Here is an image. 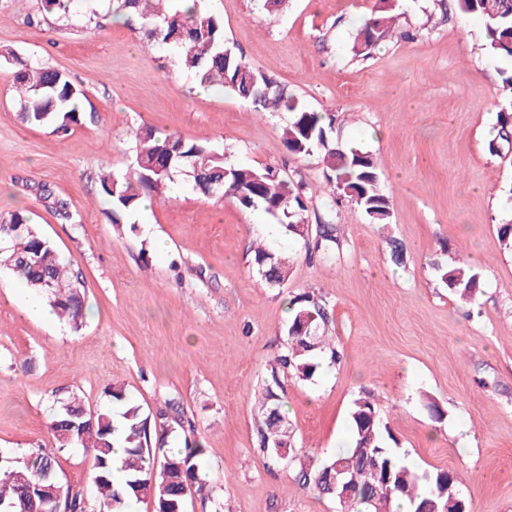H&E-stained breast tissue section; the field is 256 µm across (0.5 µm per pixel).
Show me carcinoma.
Here are the masks:
<instances>
[{"label": "carcinoma", "mask_w": 512, "mask_h": 512, "mask_svg": "<svg viewBox=\"0 0 512 512\" xmlns=\"http://www.w3.org/2000/svg\"><path fill=\"white\" fill-rule=\"evenodd\" d=\"M463 16H476L485 26L488 50L510 63L499 70L501 90L512 98V0H456ZM112 14L122 12L135 22L147 43L173 51L180 69L192 74L206 88L228 91L255 112L286 111L291 120L283 130V142L294 156L320 155L329 185L326 204L336 214V204L353 201L374 224H388L390 198L385 188L381 161L358 148L338 146L331 138L333 118L327 112L311 111L288 89L265 75L241 54L227 47L224 23L215 12L201 8L198 0L188 9L174 7L171 0H112ZM396 0H376L375 10L358 26L351 45L355 58L367 59L382 41L393 36ZM81 15L79 0H43L42 17L71 24ZM19 120L30 126L53 125L68 132L80 122L75 103L83 91L68 75L40 63L23 62L15 74ZM135 161L123 174L106 172L99 178L102 195L111 205L112 223L140 208L141 200L164 196L180 178L209 195V182L224 185L217 197L233 200L247 210H261L280 224L288 235L305 237V185L283 178L270 167L254 168L229 163L209 144L188 140L177 132L159 134L148 126L133 131ZM512 144V112L498 116L497 133L488 144L492 154H501ZM41 199L64 224L73 223L67 203L45 186ZM333 224L319 225L315 249L328 254L338 245ZM253 265L266 282L279 285L288 280L295 262L270 252L259 243L253 249ZM36 256L28 264L25 259ZM0 268L34 293L44 297L57 316L77 331L85 317L83 283L79 274L62 261L54 244L30 223L22 212L0 215ZM448 290L466 302L475 301L480 288L479 273L457 266L434 264ZM290 319L284 349L274 358L270 378L258 397L261 422L258 445L271 459L299 462L300 478L319 495L336 502L338 512H399L407 502L411 512L425 507L443 512L447 504L462 500L456 490L457 476L447 472L418 474L398 453L392 433L382 423L374 396L365 391L350 414L352 445L319 464L301 461L292 431L286 428L282 400L277 393L279 375L289 373L301 381L311 380L322 364L340 359L335 340L327 335L325 304L310 293L290 300ZM109 404L95 410L74 393L67 403L86 410L70 417L62 406L51 409L48 431L53 446H38L26 454V483L18 477L14 453L0 449V512H128L130 502L140 497L153 500L155 512H184L187 496L209 495V484L201 472L205 449L185 445L168 447L177 431L189 436L195 426L185 425L163 408L147 413L126 387H105ZM124 448L120 471L113 475L112 448ZM68 448L92 453L94 490L83 497L84 488L63 482L56 454ZM344 468V485L330 489L336 465Z\"/></svg>", "instance_id": "cac0c4a2"}]
</instances>
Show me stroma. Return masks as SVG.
Wrapping results in <instances>:
<instances>
[{
	"instance_id": "obj_1",
	"label": "stroma",
	"mask_w": 512,
	"mask_h": 512,
	"mask_svg": "<svg viewBox=\"0 0 512 512\" xmlns=\"http://www.w3.org/2000/svg\"><path fill=\"white\" fill-rule=\"evenodd\" d=\"M234 51L285 85L305 107L334 114L332 137L381 159L392 218L371 223L351 201L336 209L340 252L308 260L327 220L318 156H292L289 115L255 114L233 95L199 94L172 51L148 45L101 0L64 26L41 0H0V214L26 211L84 282L86 319L32 320L0 270V448L48 441L53 400L79 393L90 408L119 382L156 411L174 400L206 450L210 498L184 512H337L299 479L298 465L263 456L255 396L284 348L290 299L326 304L341 359L309 381L281 378L296 447L314 461L348 446L350 410L373 392L381 419L418 472L456 475L468 512H512V152L488 150L508 102L482 21L453 0H398V36L364 61L349 47L375 0H289L268 16L258 0H204ZM36 61L83 91L82 121L61 136L17 116L14 75ZM207 142L227 161L271 167L306 185V237L272 235L276 222L182 183L150 209L111 223L99 172L133 160L139 125ZM45 185L75 217L61 223L37 194ZM295 256L288 281L266 283L253 245ZM399 242L402 261L392 258ZM468 260L480 274L461 303L434 263ZM436 403L442 418L428 409Z\"/></svg>"
}]
</instances>
